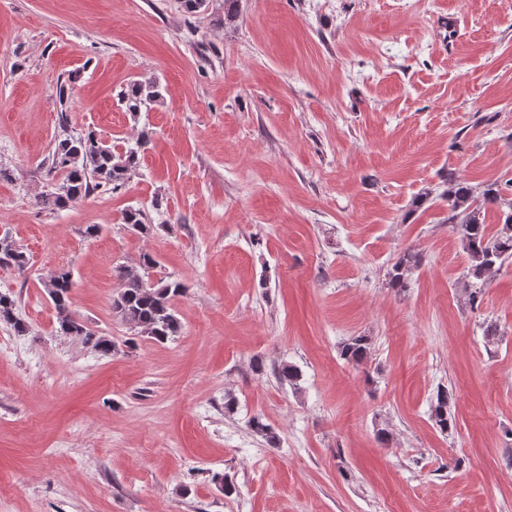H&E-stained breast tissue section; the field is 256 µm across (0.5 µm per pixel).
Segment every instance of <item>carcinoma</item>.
I'll return each mask as SVG.
<instances>
[{
	"mask_svg": "<svg viewBox=\"0 0 512 512\" xmlns=\"http://www.w3.org/2000/svg\"><path fill=\"white\" fill-rule=\"evenodd\" d=\"M118 99L123 110L136 118L158 106L163 95L159 83L147 79L130 83ZM146 143L145 134L135 144L125 146L107 143L93 131L64 138L49 159L50 171L59 175L60 180L55 188L36 198V205L61 210L100 189L116 191L124 187L136 172L141 149ZM442 187L436 198L448 202V223L457 225L462 249L469 261L467 275L483 282L512 259V198H504L501 184L496 180L485 184L477 193L469 184L450 174L442 181ZM123 221L133 232L145 234L149 230L140 209L127 210ZM421 263V254L407 248L388 271L389 285L400 289L408 287L411 274ZM28 264L25 252L15 239L7 232L0 235V267L23 272ZM157 265L158 260L145 252L135 263L116 269L120 290L112 300V312L142 335L165 343L179 333L180 321L174 303L187 294L188 288L171 278L150 281L149 272ZM72 285V273L67 269L55 271L45 282L57 313L56 332L73 336L102 355L111 354L116 348L112 339L92 330L73 312ZM0 323L10 326L18 335L28 332L27 323L17 312V300L10 293L0 292ZM369 353L370 340L366 336H351L340 346V357L356 365L364 363ZM278 379L296 389L302 373L294 365H285L278 372ZM452 397V391L440 387L431 405V418L443 433L455 429L449 412Z\"/></svg>",
	"mask_w": 512,
	"mask_h": 512,
	"instance_id": "carcinoma-1",
	"label": "carcinoma"
}]
</instances>
